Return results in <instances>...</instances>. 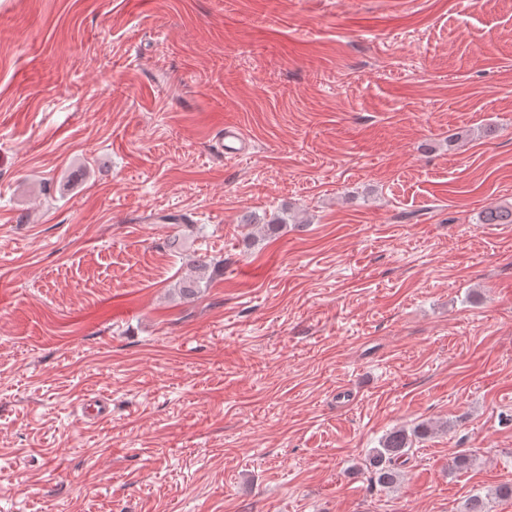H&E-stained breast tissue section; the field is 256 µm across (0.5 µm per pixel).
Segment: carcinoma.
<instances>
[{
	"label": "carcinoma",
	"mask_w": 512,
	"mask_h": 512,
	"mask_svg": "<svg viewBox=\"0 0 512 512\" xmlns=\"http://www.w3.org/2000/svg\"><path fill=\"white\" fill-rule=\"evenodd\" d=\"M485 224H512V208H491L483 216ZM188 274L178 282V291L185 298H193L202 292V282L210 279L212 261L201 255H191L186 260ZM433 428L420 423L408 430L396 428L386 433L380 447L374 448L369 456V468L373 481L383 487H393L399 477V468L405 462L404 456L412 449L413 442L423 440L432 434Z\"/></svg>",
	"instance_id": "1"
}]
</instances>
